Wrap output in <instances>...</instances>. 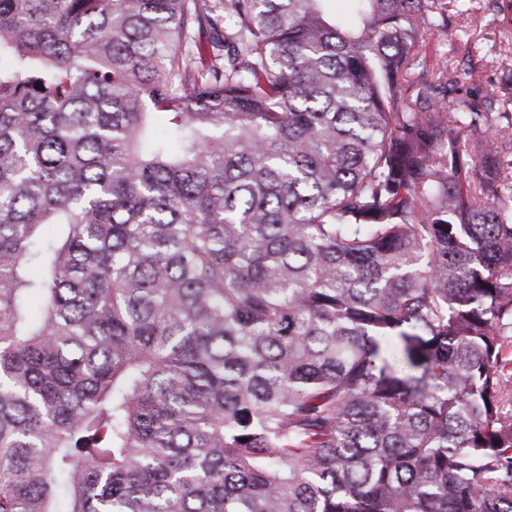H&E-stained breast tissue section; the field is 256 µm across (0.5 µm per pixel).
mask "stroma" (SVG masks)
<instances>
[{
	"label": "stroma",
	"mask_w": 512,
	"mask_h": 512,
	"mask_svg": "<svg viewBox=\"0 0 512 512\" xmlns=\"http://www.w3.org/2000/svg\"><path fill=\"white\" fill-rule=\"evenodd\" d=\"M449 34L431 31L422 51L425 80H436L440 65L467 70L466 87L492 93L500 111L512 113V0H464L449 5Z\"/></svg>",
	"instance_id": "35a3bbf8"
}]
</instances>
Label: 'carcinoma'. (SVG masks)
Here are the masks:
<instances>
[{
    "mask_svg": "<svg viewBox=\"0 0 512 512\" xmlns=\"http://www.w3.org/2000/svg\"><path fill=\"white\" fill-rule=\"evenodd\" d=\"M324 2L0 0V512H512V114Z\"/></svg>",
    "mask_w": 512,
    "mask_h": 512,
    "instance_id": "obj_1",
    "label": "carcinoma"
}]
</instances>
